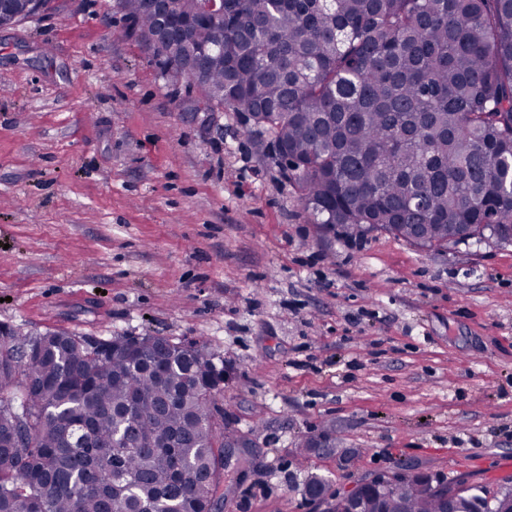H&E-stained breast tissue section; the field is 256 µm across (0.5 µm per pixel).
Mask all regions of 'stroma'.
<instances>
[{"instance_id":"35a3bbf8","label":"stroma","mask_w":512,"mask_h":512,"mask_svg":"<svg viewBox=\"0 0 512 512\" xmlns=\"http://www.w3.org/2000/svg\"><path fill=\"white\" fill-rule=\"evenodd\" d=\"M112 0L0 29V323L207 341L248 437L213 512H325L405 464L512 489V244L312 223L234 112H200Z\"/></svg>"}]
</instances>
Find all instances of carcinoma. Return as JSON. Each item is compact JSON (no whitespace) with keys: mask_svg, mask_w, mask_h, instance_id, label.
Returning <instances> with one entry per match:
<instances>
[{"mask_svg":"<svg viewBox=\"0 0 512 512\" xmlns=\"http://www.w3.org/2000/svg\"><path fill=\"white\" fill-rule=\"evenodd\" d=\"M171 80L247 117L317 224L438 249L512 243V0H199L162 42L146 0H114ZM205 341L62 329L0 335V512H212L239 433ZM26 446L18 447L20 431ZM391 512H442L406 474ZM462 512L497 493L446 481Z\"/></svg>","mask_w":512,"mask_h":512,"instance_id":"1","label":"carcinoma"}]
</instances>
